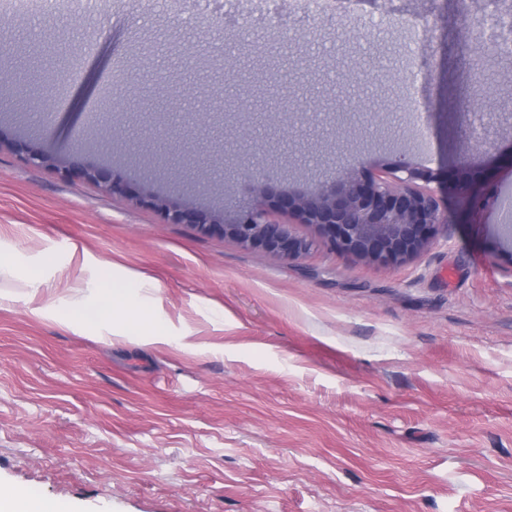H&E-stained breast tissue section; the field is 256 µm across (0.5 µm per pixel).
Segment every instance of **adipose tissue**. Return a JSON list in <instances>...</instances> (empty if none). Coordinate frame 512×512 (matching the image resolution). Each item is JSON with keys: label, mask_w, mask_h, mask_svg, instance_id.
I'll use <instances>...</instances> for the list:
<instances>
[{"label": "adipose tissue", "mask_w": 512, "mask_h": 512, "mask_svg": "<svg viewBox=\"0 0 512 512\" xmlns=\"http://www.w3.org/2000/svg\"><path fill=\"white\" fill-rule=\"evenodd\" d=\"M145 282L139 277L129 278L120 288L113 289L112 293L101 307L100 318L109 328H126L124 315L127 310L138 309L143 313L138 325L142 336L153 342L167 341L166 322L154 314L151 308L142 305L139 291ZM26 304L30 313L38 316L55 318L70 328L83 327V320L73 314V303L54 296L52 289L44 287L42 281L29 279L27 282Z\"/></svg>", "instance_id": "1"}]
</instances>
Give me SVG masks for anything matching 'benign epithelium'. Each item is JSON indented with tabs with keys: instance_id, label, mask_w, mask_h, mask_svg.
Wrapping results in <instances>:
<instances>
[{
	"instance_id": "obj_1",
	"label": "benign epithelium",
	"mask_w": 512,
	"mask_h": 512,
	"mask_svg": "<svg viewBox=\"0 0 512 512\" xmlns=\"http://www.w3.org/2000/svg\"><path fill=\"white\" fill-rule=\"evenodd\" d=\"M80 117L79 112H67L61 121L51 120L40 147L23 141L17 147L29 162L52 167L65 179L91 181L112 194L130 192L135 203L158 209L171 224H190L203 235L230 237L246 249L286 261L300 258L319 242L341 257L398 267L435 242L439 226L448 223L449 201L465 202L478 211L503 205L495 196L473 191L471 161L465 153L458 157L454 178L447 182L402 158L383 169L384 177L343 167L331 179H314L303 188L290 189L261 164L248 177L246 205L228 220L222 211L200 208L173 193L133 191L112 167L85 162L79 145L68 137ZM269 207L311 225L317 239L298 235L292 224L269 221Z\"/></svg>"
}]
</instances>
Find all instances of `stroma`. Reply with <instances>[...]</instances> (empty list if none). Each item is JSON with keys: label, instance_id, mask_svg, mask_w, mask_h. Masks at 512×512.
<instances>
[{"label": "stroma", "instance_id": "stroma-1", "mask_svg": "<svg viewBox=\"0 0 512 512\" xmlns=\"http://www.w3.org/2000/svg\"><path fill=\"white\" fill-rule=\"evenodd\" d=\"M485 3L0 0L12 71L39 60L34 89L0 84V486L66 512H512L500 213L456 203L396 268L319 245L287 262L11 146L39 145L56 101L88 162L233 216L251 146L210 119L231 100L290 186L402 158L443 175L471 129L476 190L512 199V59ZM133 274L172 342L95 328L88 289ZM30 276L89 328L28 313Z\"/></svg>", "mask_w": 512, "mask_h": 512}]
</instances>
